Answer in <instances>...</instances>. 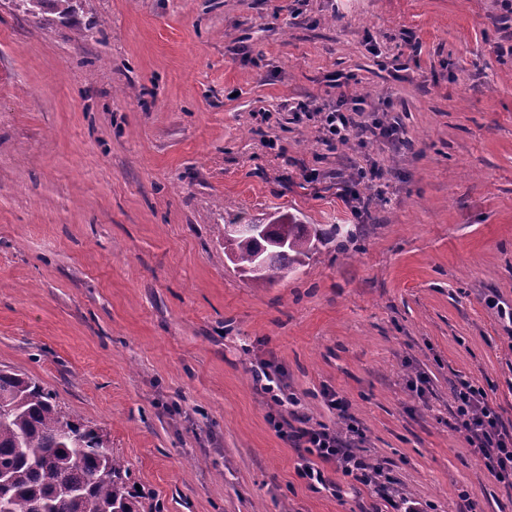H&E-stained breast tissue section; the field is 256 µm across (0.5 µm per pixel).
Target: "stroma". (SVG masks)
I'll return each mask as SVG.
<instances>
[{
	"instance_id": "obj_1",
	"label": "stroma",
	"mask_w": 512,
	"mask_h": 512,
	"mask_svg": "<svg viewBox=\"0 0 512 512\" xmlns=\"http://www.w3.org/2000/svg\"><path fill=\"white\" fill-rule=\"evenodd\" d=\"M510 46L499 0H86L65 22L0 0V367L102 429L162 512L381 506L298 477L263 361L334 432L335 391L429 512H512L450 427L467 377L512 431V323L485 303L512 309ZM345 92L402 143L297 119ZM369 158L366 216L344 188L374 193ZM281 213L358 239L255 287L224 226Z\"/></svg>"
}]
</instances>
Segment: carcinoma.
Masks as SVG:
<instances>
[{"label":"carcinoma","instance_id":"obj_1","mask_svg":"<svg viewBox=\"0 0 512 512\" xmlns=\"http://www.w3.org/2000/svg\"><path fill=\"white\" fill-rule=\"evenodd\" d=\"M33 17L64 20L85 0H11ZM355 233L322 228L281 214L252 236L224 225V256L237 271L266 287L295 273L318 250ZM0 512H161L130 483V470L110 451L107 434L66 414L50 390L30 376L0 369Z\"/></svg>","mask_w":512,"mask_h":512}]
</instances>
